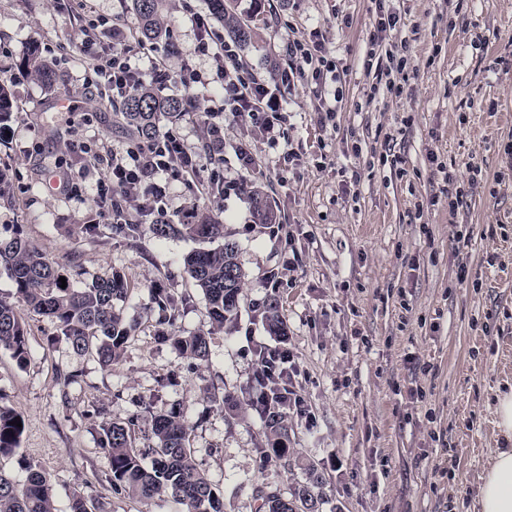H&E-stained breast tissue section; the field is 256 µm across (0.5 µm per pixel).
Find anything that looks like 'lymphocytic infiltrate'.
<instances>
[{"instance_id":"1","label":"lymphocytic infiltrate","mask_w":512,"mask_h":512,"mask_svg":"<svg viewBox=\"0 0 512 512\" xmlns=\"http://www.w3.org/2000/svg\"><path fill=\"white\" fill-rule=\"evenodd\" d=\"M190 18L196 37L195 51L212 58L214 75L187 63L174 71L162 59L154 62L150 73H142L132 63L142 44L128 21L116 15L98 17L100 24L112 31V49L106 60L88 64L87 84L99 86L102 101L108 103L126 99L147 82L161 89L177 83L189 90L217 79L224 95L206 109L210 122L204 145L213 155L224 151V126L217 121L223 113H235L265 130H273L280 118L279 100L251 77L241 63L237 44L225 38L223 30L214 25L209 15L194 12ZM88 161L105 171L97 193L104 206L102 216L110 224L138 223L131 206L139 201L146 179L168 175L189 182L197 176L196 155L185 146L179 129L174 126L123 154L89 152Z\"/></svg>"}]
</instances>
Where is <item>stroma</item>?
I'll return each mask as SVG.
<instances>
[{"label": "stroma", "mask_w": 512, "mask_h": 512, "mask_svg": "<svg viewBox=\"0 0 512 512\" xmlns=\"http://www.w3.org/2000/svg\"><path fill=\"white\" fill-rule=\"evenodd\" d=\"M387 6L399 22L382 33L376 0H236L238 12L257 20L240 57L280 99L282 119L268 133L225 113L223 161L202 150L204 107L217 84L165 88L191 99L177 127L199 154L196 185L170 181L168 209L217 214L245 272L238 317L217 330L183 264L199 241L148 232L132 239L98 219L104 172L83 149L122 153L138 138L85 81L87 60L106 58L111 38L84 32L70 0H0V83L13 90L0 128V235L20 229L73 288L123 274L121 310L135 326L109 369L49 343L53 323L30 315L27 363L0 350V406L25 419L20 454L0 458V469L22 477V457L45 468L56 512H68L75 491L100 512H180L112 492L90 415L98 407L115 422L138 418L145 430L155 414L178 410L199 468L224 492V512H256L252 487H288L309 462L323 478V512H475L490 455L504 445L495 398L512 388V156L504 150L512 143V0ZM192 10L208 13V0H164L179 50L145 46L135 57L140 68L163 55L171 69L210 71V59L194 51ZM310 37L335 62V79L307 72L282 85L276 72L292 64L288 40ZM400 42L408 65L382 82L386 53ZM34 51L56 69L53 91L23 66ZM61 98L70 110L56 108ZM327 104L336 109L329 122ZM242 142L253 169L237 162ZM59 164L77 175L71 193L57 189ZM218 174L242 192L200 195L197 184L212 185ZM255 182L276 223L255 222L246 192ZM462 270L468 282H459ZM273 274L280 287L270 286ZM155 288L178 301L182 335L209 333L206 360L161 340ZM270 299L286 338L265 328ZM263 347L293 356L289 377L302 410L288 414L299 463L292 470L263 463L264 422L251 406L231 417L211 400L254 385ZM69 373L76 382H64Z\"/></svg>", "instance_id": "35a3bbf8"}]
</instances>
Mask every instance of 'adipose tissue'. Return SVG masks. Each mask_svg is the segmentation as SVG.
<instances>
[{
    "mask_svg": "<svg viewBox=\"0 0 512 512\" xmlns=\"http://www.w3.org/2000/svg\"><path fill=\"white\" fill-rule=\"evenodd\" d=\"M494 414L507 445L494 449L481 478L479 512H512V389L497 396Z\"/></svg>",
    "mask_w": 512,
    "mask_h": 512,
    "instance_id": "ef3b65f1",
    "label": "adipose tissue"
}]
</instances>
